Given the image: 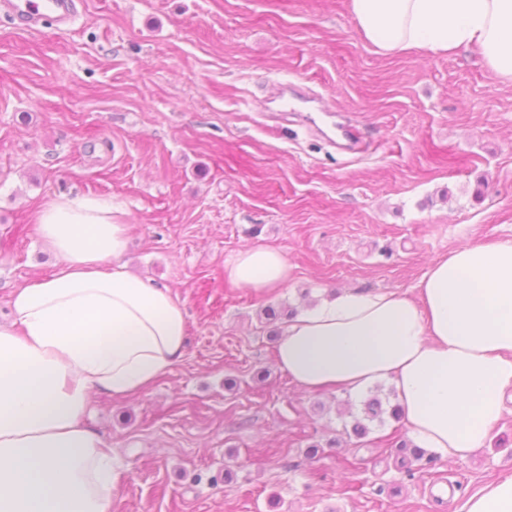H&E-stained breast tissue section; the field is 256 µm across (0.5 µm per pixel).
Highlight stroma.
<instances>
[{"label": "stroma", "instance_id": "1", "mask_svg": "<svg viewBox=\"0 0 512 512\" xmlns=\"http://www.w3.org/2000/svg\"><path fill=\"white\" fill-rule=\"evenodd\" d=\"M287 82L319 111H266ZM61 195L117 205L128 268L187 312L166 374L93 398L124 469L112 512H463L512 474L511 410L468 458L399 470L404 422L349 436L362 402L293 384L263 314L411 296L434 259L512 236V83L476 54H376L348 0H82L40 33L0 13V317L53 272L35 213ZM253 245L285 254L287 287L225 278Z\"/></svg>", "mask_w": 512, "mask_h": 512}]
</instances>
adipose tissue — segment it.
Instances as JSON below:
<instances>
[{"label":"adipose tissue","mask_w":512,"mask_h":512,"mask_svg":"<svg viewBox=\"0 0 512 512\" xmlns=\"http://www.w3.org/2000/svg\"><path fill=\"white\" fill-rule=\"evenodd\" d=\"M382 55L477 54L512 82V0H349ZM36 228L55 271L16 288L0 321V512H112L121 471L86 422L94 395L145 391L184 355L187 313L168 287L119 260L128 224L111 203L60 196ZM256 293L287 287L291 267L270 246L224 266ZM416 296L349 289L285 324L278 367L308 392L358 396L391 384L419 447L467 458L484 447L512 391V237L434 260ZM464 512H512V475Z\"/></svg>","instance_id":"ef3b65f1"}]
</instances>
